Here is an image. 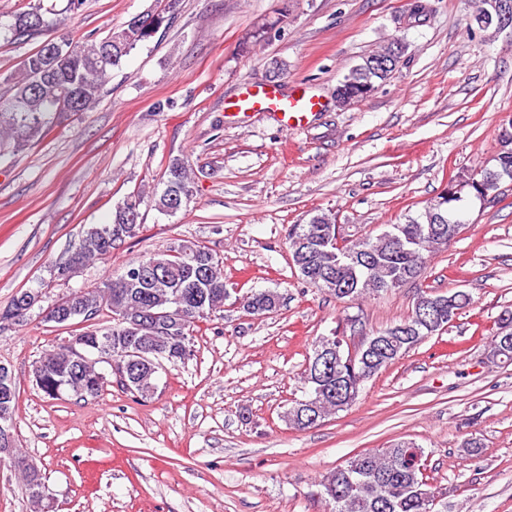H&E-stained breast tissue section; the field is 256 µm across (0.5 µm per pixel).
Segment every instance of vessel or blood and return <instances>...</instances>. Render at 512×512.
Listing matches in <instances>:
<instances>
[{
    "mask_svg": "<svg viewBox=\"0 0 512 512\" xmlns=\"http://www.w3.org/2000/svg\"><path fill=\"white\" fill-rule=\"evenodd\" d=\"M236 107L244 112H273L282 125L291 130L307 123L309 117L321 109L322 103L315 95L304 90L284 95L274 88L258 87L239 98Z\"/></svg>",
    "mask_w": 512,
    "mask_h": 512,
    "instance_id": "b4317fda",
    "label": "vessel or blood"
}]
</instances>
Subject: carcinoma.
I'll list each match as a JSON object with an SVG mask.
<instances>
[{"instance_id": "cac0c4a2", "label": "carcinoma", "mask_w": 512, "mask_h": 512, "mask_svg": "<svg viewBox=\"0 0 512 512\" xmlns=\"http://www.w3.org/2000/svg\"><path fill=\"white\" fill-rule=\"evenodd\" d=\"M177 2L166 0L162 9L131 18L98 43L62 37L57 40L62 46L58 61L49 58L43 46L27 55L6 79V89L0 90V155L17 152L46 135L60 112H89L95 108L105 93L112 70L138 45L169 25ZM487 9L486 0H478L475 22L481 29L501 30L497 21L486 18ZM49 25L41 8L33 7L16 13L5 34L14 40L28 38ZM116 33L122 39L120 47L114 49L112 35ZM397 43L398 40H393L348 71L336 88L338 105L347 106L368 97L376 82L391 75L404 56ZM501 143L502 151L493 166L460 177L464 182L461 190L454 193L445 188L418 217L391 225L397 240L367 238L351 245L355 250H366L356 262L336 258V224L330 214L319 212L304 224L291 225L290 256H300L310 267V273H302L300 277L338 300H358L370 292L393 290L395 279H419L429 254L448 245V230L460 222L470 200L485 192L493 193L505 179L512 180V131L503 132ZM164 176L165 189L156 206L169 216L173 198H178L182 205L193 196L194 179L190 165L180 158L169 161ZM138 208L139 199L130 197L115 208L110 223L87 230L72 247L67 261L54 267L57 276H62L65 268L78 269L94 260H106L126 240L137 237L141 229ZM144 262L157 264L159 271L141 287L131 285L127 277L130 268L141 264L138 260L124 266L121 274L93 288L68 294L88 321L104 311L114 316L111 325L84 331L89 349H97L98 344L110 337L114 359L127 343H135L146 351L147 357L129 388L142 398L156 389L154 359L158 356L168 361L182 359L183 348L189 346L194 327L223 303L227 295L222 262L208 248L195 242L182 240L150 255ZM37 298L32 292L25 298L15 294L6 307L0 308V323L24 322ZM424 299L438 302L432 313L437 329L430 332L419 324L414 309L406 319L377 332L385 338L379 349L353 361L343 357L333 368L310 363L301 373L305 395L292 401L282 419L304 430L317 426L331 413L347 410L355 404L364 383L442 331L471 303L463 291L450 294L423 291L417 301ZM279 306L280 296L275 291L252 293L244 299V307L251 314L274 312ZM157 312L162 313L157 323L147 324L133 333L118 322L120 317ZM490 345L494 359L505 364L512 362L511 308L500 314ZM97 364L96 357L90 356L78 373L72 374L68 349L62 345L46 354L44 373L35 380V385L51 399H61L70 392L94 397L100 392L96 387ZM415 450L424 452V448L414 449L411 442L401 440L385 448L356 454L323 476L317 495L331 505L330 512H434L439 491L427 483L421 469L423 463L414 462Z\"/></svg>"}]
</instances>
